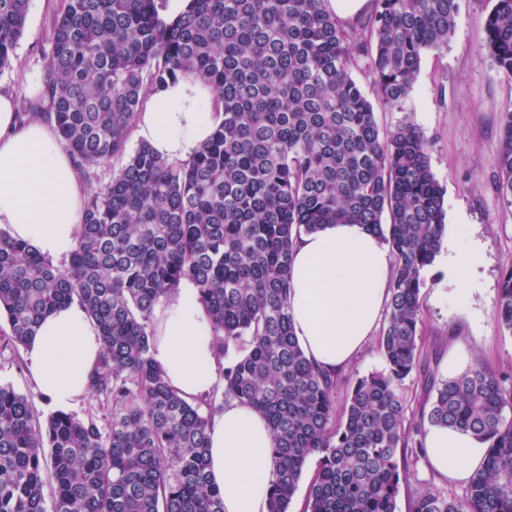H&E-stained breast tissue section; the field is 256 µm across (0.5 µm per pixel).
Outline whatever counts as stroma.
Segmentation results:
<instances>
[{
    "mask_svg": "<svg viewBox=\"0 0 512 512\" xmlns=\"http://www.w3.org/2000/svg\"><path fill=\"white\" fill-rule=\"evenodd\" d=\"M63 0H31L26 29L9 68L0 71V93L31 100L35 111L47 110L32 85L45 79L43 51ZM489 0H459L455 35L447 48L426 53L417 79L399 107L375 103L377 123L391 130L410 120L429 142L431 167L446 189L447 236L465 231L480 246L473 276L477 286L463 304L449 299L452 286L441 262L426 271L420 290L419 366L405 379L401 395L408 425L418 424L429 407L431 380L445 379L480 364L512 388V332L494 319L501 273L512 264V208L497 192L496 164L501 113L512 104V76L478 53L484 39ZM378 335L338 376L336 405L344 407L348 390L359 376L382 369ZM0 384L32 397L39 417L51 409L29 380L22 350L0 345ZM465 482L436 472L427 460L410 467L398 497L397 512H409L413 495L422 490L462 496Z\"/></svg>",
    "mask_w": 512,
    "mask_h": 512,
    "instance_id": "stroma-1",
    "label": "stroma"
}]
</instances>
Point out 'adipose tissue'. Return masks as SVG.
Segmentation results:
<instances>
[{"mask_svg":"<svg viewBox=\"0 0 512 512\" xmlns=\"http://www.w3.org/2000/svg\"><path fill=\"white\" fill-rule=\"evenodd\" d=\"M202 81L181 78L151 93L134 134L160 156L187 159L220 121ZM87 189L72 159L43 119L21 120L0 94V228L40 255L74 252ZM392 258L360 224H332L303 236L291 261L290 313L306 357L325 370L345 368L371 336L387 302ZM152 357L169 385L192 400L212 391L221 366L210 319L194 283L182 282L153 312ZM102 351L96 324L79 302L48 314L24 349L41 398L67 411L88 395ZM208 474L224 496V512H268L274 469L266 418L253 406L228 401L207 426ZM428 459L438 472L466 480L484 458L481 443L445 428L427 434Z\"/></svg>","mask_w":512,"mask_h":512,"instance_id":"ef3b65f1","label":"adipose tissue"}]
</instances>
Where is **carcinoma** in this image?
I'll use <instances>...</instances> for the list:
<instances>
[{"label": "carcinoma", "instance_id": "1", "mask_svg": "<svg viewBox=\"0 0 512 512\" xmlns=\"http://www.w3.org/2000/svg\"><path fill=\"white\" fill-rule=\"evenodd\" d=\"M346 31L330 0H64L52 24L45 95L81 168L118 162L84 207L65 267L0 230V315L17 349L47 314L79 301L99 329L91 394L105 421L56 412L0 384V512H224L207 473L217 399L268 421L276 458L269 512H289L310 457L304 512H397L425 427L486 447L461 498L430 490L409 512H512V390L481 365L434 380L427 422L404 424L400 389L419 365L423 275L446 230L445 189L409 121L380 130L351 74L367 59L376 96L395 108L422 56L448 46L458 0H369ZM30 0H0V70L11 65ZM479 52L512 75V0H493ZM180 77L213 93L223 119L186 160L127 144L144 101ZM498 192L512 207V105L502 112ZM327 224H362L394 258L379 345L383 369L356 379L336 422L337 376L310 362L289 312L295 241ZM194 282L215 335L224 387L181 397L154 362L152 315ZM497 324L512 331V265ZM52 488L51 505L44 490Z\"/></svg>", "mask_w": 512, "mask_h": 512}]
</instances>
